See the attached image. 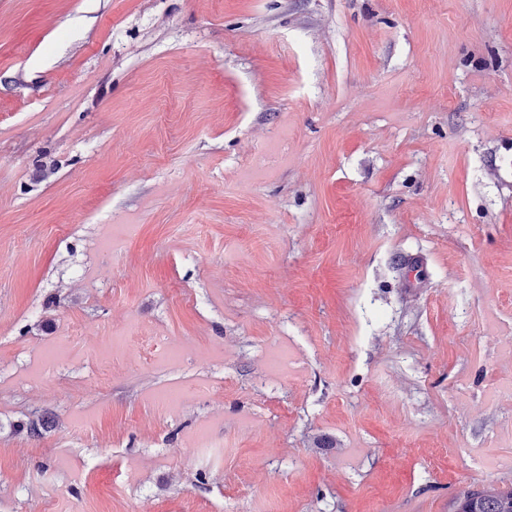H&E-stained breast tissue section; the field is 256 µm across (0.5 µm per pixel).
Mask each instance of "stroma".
<instances>
[{
    "label": "stroma",
    "mask_w": 512,
    "mask_h": 512,
    "mask_svg": "<svg viewBox=\"0 0 512 512\" xmlns=\"http://www.w3.org/2000/svg\"><path fill=\"white\" fill-rule=\"evenodd\" d=\"M487 484L512 0H0V512Z\"/></svg>",
    "instance_id": "obj_1"
}]
</instances>
